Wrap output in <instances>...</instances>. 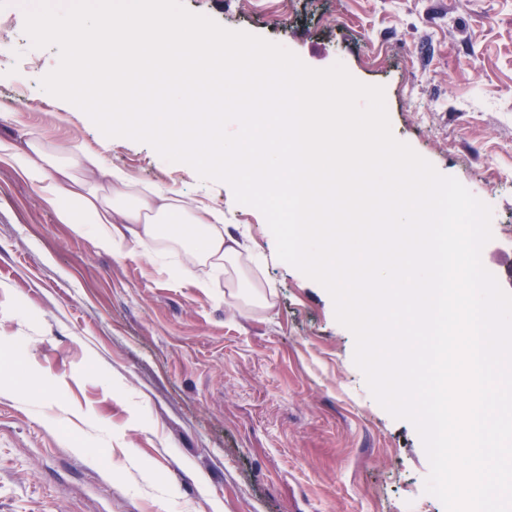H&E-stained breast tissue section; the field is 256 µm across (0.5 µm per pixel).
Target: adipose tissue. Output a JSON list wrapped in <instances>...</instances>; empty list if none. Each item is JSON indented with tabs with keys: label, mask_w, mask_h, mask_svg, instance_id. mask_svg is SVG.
Wrapping results in <instances>:
<instances>
[{
	"label": "adipose tissue",
	"mask_w": 512,
	"mask_h": 512,
	"mask_svg": "<svg viewBox=\"0 0 512 512\" xmlns=\"http://www.w3.org/2000/svg\"><path fill=\"white\" fill-rule=\"evenodd\" d=\"M60 158L41 136L19 143L0 139V162L14 167L78 235L92 234L97 249L123 258H149L161 242L182 253L181 277L201 290L213 274L244 275L253 254L224 227V212L204 200L134 181L119 165L72 137Z\"/></svg>",
	"instance_id": "ef3b65f1"
}]
</instances>
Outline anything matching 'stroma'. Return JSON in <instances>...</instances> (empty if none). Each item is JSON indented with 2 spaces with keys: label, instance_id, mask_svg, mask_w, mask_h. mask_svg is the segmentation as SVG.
Masks as SVG:
<instances>
[{
  "label": "stroma",
  "instance_id": "stroma-1",
  "mask_svg": "<svg viewBox=\"0 0 512 512\" xmlns=\"http://www.w3.org/2000/svg\"><path fill=\"white\" fill-rule=\"evenodd\" d=\"M9 2L0 97L38 108L0 115V138L75 134L223 209L272 296L230 315L225 277L204 292L98 250L0 163V512H445L414 425L374 399L330 294L278 258L262 212L44 91L58 50L33 47L26 0ZM182 3L383 87L393 136L491 208L482 264L512 293V0Z\"/></svg>",
  "mask_w": 512,
  "mask_h": 512
}]
</instances>
